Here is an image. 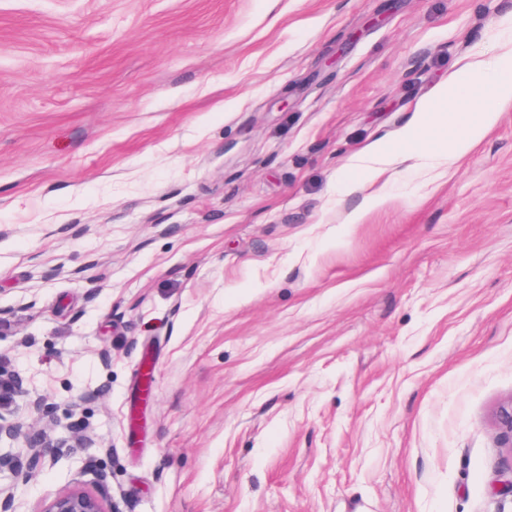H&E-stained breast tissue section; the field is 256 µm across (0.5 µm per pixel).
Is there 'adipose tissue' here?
Here are the masks:
<instances>
[{"instance_id": "1", "label": "adipose tissue", "mask_w": 512, "mask_h": 512, "mask_svg": "<svg viewBox=\"0 0 512 512\" xmlns=\"http://www.w3.org/2000/svg\"><path fill=\"white\" fill-rule=\"evenodd\" d=\"M511 103L512 50L492 59L480 53L472 56L417 108L411 129L420 136L419 147L379 143L353 160L352 174L344 178L343 187L348 193L362 194L363 199L350 212L349 222H359L367 211L387 201L383 193H365L366 175L388 172L395 164L407 161L457 160L482 140L498 122L504 105Z\"/></svg>"}]
</instances>
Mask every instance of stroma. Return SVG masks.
Wrapping results in <instances>:
<instances>
[{
  "label": "stroma",
  "instance_id": "stroma-1",
  "mask_svg": "<svg viewBox=\"0 0 512 512\" xmlns=\"http://www.w3.org/2000/svg\"><path fill=\"white\" fill-rule=\"evenodd\" d=\"M506 27L512 0H0V368L49 403L0 415L61 446L17 512H512V106L360 223L342 190ZM38 512H120L115 506L107 510L102 498L75 486L45 502Z\"/></svg>",
  "mask_w": 512,
  "mask_h": 512
}]
</instances>
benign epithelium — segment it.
I'll list each match as a JSON object with an SVG mask.
<instances>
[{
    "mask_svg": "<svg viewBox=\"0 0 512 512\" xmlns=\"http://www.w3.org/2000/svg\"><path fill=\"white\" fill-rule=\"evenodd\" d=\"M7 390L16 395L25 394L22 379L0 370V391ZM496 422L504 439V444L512 448V400L502 404L496 411ZM24 438L27 446L21 452H0V471L11 473L13 484L0 487V512H15V489L28 483L39 467L52 463L56 458L57 445L46 435H34L29 427L20 421H8L0 416V439ZM39 512H120L116 507L107 510L102 498L75 486L45 502Z\"/></svg>",
    "mask_w": 512,
    "mask_h": 512,
    "instance_id": "1",
    "label": "benign epithelium"
}]
</instances>
